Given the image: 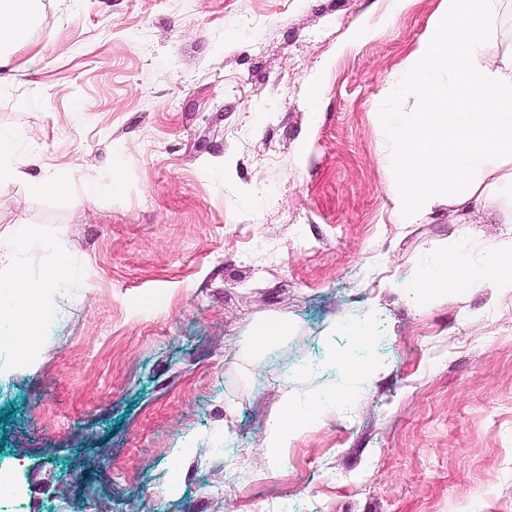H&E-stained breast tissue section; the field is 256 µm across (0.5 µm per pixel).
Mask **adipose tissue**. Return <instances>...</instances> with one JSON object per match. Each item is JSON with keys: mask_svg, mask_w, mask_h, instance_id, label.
<instances>
[{"mask_svg": "<svg viewBox=\"0 0 512 512\" xmlns=\"http://www.w3.org/2000/svg\"><path fill=\"white\" fill-rule=\"evenodd\" d=\"M428 38L411 56L403 83L416 86L419 108L395 127L391 189L398 223L415 224L442 200L494 203L512 190V61L496 67L485 55L504 0H444ZM41 0H0V53L29 40ZM463 246L436 250L431 270L408 290L426 307L448 292L463 293L478 279L512 292V236L500 241L493 262L462 269ZM327 401L287 402L271 426V454L288 447L321 415Z\"/></svg>", "mask_w": 512, "mask_h": 512, "instance_id": "1", "label": "adipose tissue"}]
</instances>
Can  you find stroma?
<instances>
[{
  "label": "stroma",
  "instance_id": "obj_1",
  "mask_svg": "<svg viewBox=\"0 0 512 512\" xmlns=\"http://www.w3.org/2000/svg\"><path fill=\"white\" fill-rule=\"evenodd\" d=\"M442 7L43 0L0 60V128L72 188L0 185V308L16 269L47 282L0 346L25 498L0 512H512V293L406 295L435 248L491 254L512 199L396 223L376 118L418 107L393 82ZM272 319L287 337L245 359ZM347 360L377 371L345 386ZM321 390L339 407L268 460L285 392Z\"/></svg>",
  "mask_w": 512,
  "mask_h": 512
}]
</instances>
